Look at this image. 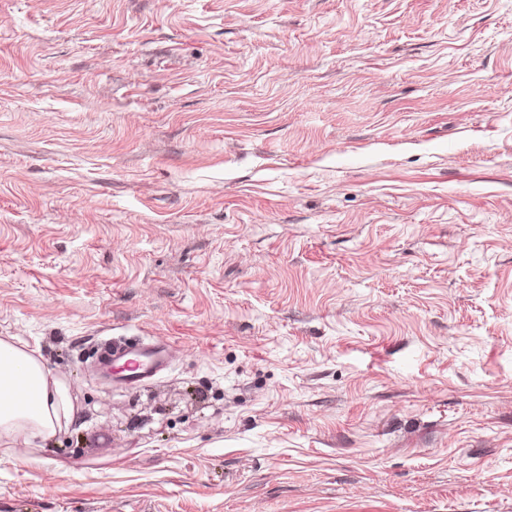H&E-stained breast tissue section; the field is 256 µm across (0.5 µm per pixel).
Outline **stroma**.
I'll list each match as a JSON object with an SVG mask.
<instances>
[{"label":"stroma","instance_id":"obj_1","mask_svg":"<svg viewBox=\"0 0 512 512\" xmlns=\"http://www.w3.org/2000/svg\"><path fill=\"white\" fill-rule=\"evenodd\" d=\"M510 213L512 0H0V512H512ZM68 398L50 372L30 353L0 340V433L31 426L51 436L69 419ZM169 357L166 343L129 345L112 340L103 345L96 362L103 375L134 389L163 371Z\"/></svg>","mask_w":512,"mask_h":512}]
</instances>
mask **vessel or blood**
I'll return each instance as SVG.
<instances>
[{
	"label": "vessel or blood",
	"mask_w": 512,
	"mask_h": 512,
	"mask_svg": "<svg viewBox=\"0 0 512 512\" xmlns=\"http://www.w3.org/2000/svg\"><path fill=\"white\" fill-rule=\"evenodd\" d=\"M169 357L165 343L129 345L112 340L103 345L96 362L103 375L134 389L163 371Z\"/></svg>",
	"instance_id": "vessel-or-blood-1"
}]
</instances>
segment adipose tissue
Instances as JSON below:
<instances>
[{
    "instance_id": "adipose-tissue-1",
    "label": "adipose tissue",
    "mask_w": 512,
    "mask_h": 512,
    "mask_svg": "<svg viewBox=\"0 0 512 512\" xmlns=\"http://www.w3.org/2000/svg\"><path fill=\"white\" fill-rule=\"evenodd\" d=\"M70 415L64 390L45 366L30 353L0 340V433L30 426L47 437Z\"/></svg>"
}]
</instances>
